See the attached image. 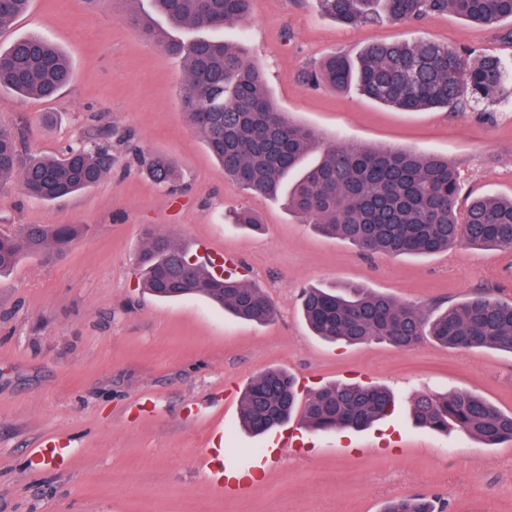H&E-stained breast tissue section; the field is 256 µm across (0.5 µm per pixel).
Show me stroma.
I'll list each match as a JSON object with an SVG mask.
<instances>
[{
	"instance_id": "1",
	"label": "stroma",
	"mask_w": 512,
	"mask_h": 512,
	"mask_svg": "<svg viewBox=\"0 0 512 512\" xmlns=\"http://www.w3.org/2000/svg\"><path fill=\"white\" fill-rule=\"evenodd\" d=\"M140 0H29L0 29V48L38 33L59 46L71 83L36 98L0 88V126L23 153L62 156L99 141L116 158L81 193L46 202L20 180L0 187V234L24 224H74L64 252L23 254L0 274V512H380L422 494L446 512H512V440L494 446L452 430L416 426V394H476L512 413V354L425 340L400 350L379 341L346 346L313 336L301 313L306 288L356 285L429 311L486 294L512 301V249L454 247L426 257L363 254L253 195L222 167L181 110V61L142 36ZM512 23L483 27L448 13L418 24L385 16L354 25L321 15L314 0H253L226 43L264 70L274 103L327 138L438 155L458 167L465 193L512 195V83L494 102L406 112L353 87L298 80L334 52L430 40L512 68ZM171 159L175 190L157 184L147 158ZM248 210L260 229L231 224ZM190 255L231 262L275 307L272 322L233 318L209 299L159 300L143 290L136 256L146 231ZM280 368L301 395L333 383L388 388L393 413L364 430L308 431L299 418L254 436L238 426L240 395ZM287 437L277 448L274 437ZM49 437L70 441L69 466L33 463ZM261 478L227 493L212 464Z\"/></svg>"
}]
</instances>
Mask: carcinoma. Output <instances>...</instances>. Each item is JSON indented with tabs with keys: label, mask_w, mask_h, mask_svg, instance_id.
Returning <instances> with one entry per match:
<instances>
[{
	"label": "carcinoma",
	"mask_w": 512,
	"mask_h": 512,
	"mask_svg": "<svg viewBox=\"0 0 512 512\" xmlns=\"http://www.w3.org/2000/svg\"><path fill=\"white\" fill-rule=\"evenodd\" d=\"M253 0H151L153 11L176 26L211 30L244 22ZM320 11L340 22L372 20L382 12L396 23L420 22L452 12L486 26L512 21V0H316ZM28 0L0 3V28L22 13ZM143 35L181 60L185 87L181 107L224 177L250 193L284 197L288 212L327 237L362 252L424 256L458 244L512 249V197H484L459 204L456 167L434 155L388 147L328 142L315 128L290 119L272 101L265 75L254 61L222 39L191 41L169 37L148 15L137 16ZM73 76L71 63L50 40L30 34L0 49V88L50 97ZM303 83L332 88L354 86L369 100L405 111L489 101L504 80L501 60L465 55L432 41L384 42L365 47L357 58L331 54L304 70ZM104 145L80 146L60 158L30 157L17 149L14 132L0 128V186L18 178L32 195L52 201L95 186L112 171ZM150 172L161 185L174 182L176 165L154 158ZM76 225L27 224L0 235V272L21 254L50 244L63 251L79 234ZM187 251L169 237L147 232L139 255L144 287L163 299L204 296L238 318L266 323L274 316L267 296L214 265L195 262L184 277L179 262ZM304 319L313 334L350 345L385 341L408 348L430 337L452 348L512 353V302L477 295L433 316L368 288H309L302 297ZM392 394L383 387L326 386L298 402L288 373L269 370L245 387L240 426L263 434L301 410L314 431L361 429L391 414ZM413 419L436 431L455 428L488 445L512 440V413L460 391L414 396ZM381 512H437L426 497L388 502Z\"/></svg>",
	"instance_id": "cac0c4a2"
}]
</instances>
